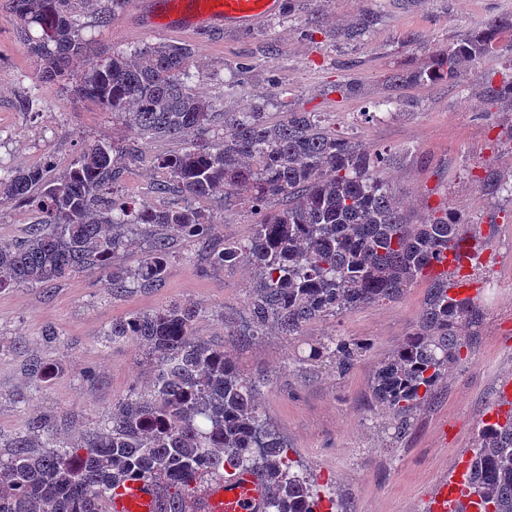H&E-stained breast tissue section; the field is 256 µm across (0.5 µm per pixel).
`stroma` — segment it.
<instances>
[{
  "mask_svg": "<svg viewBox=\"0 0 512 512\" xmlns=\"http://www.w3.org/2000/svg\"><path fill=\"white\" fill-rule=\"evenodd\" d=\"M152 0H124L112 23L88 30L99 58L154 43H189L196 51L189 87L222 112L265 107L268 121L292 111L316 113L328 130L391 150L382 176L415 219L448 202L470 234L488 241L476 279L490 281L483 318L463 359L435 395L413 413L406 433L373 403L370 382L381 360L417 325L429 287L417 280L397 299L309 322L302 336L270 332L241 340L245 301L257 283L253 265L215 269L199 247L178 242L160 286L115 296L98 277L75 275L41 287L0 292V442L23 431L35 412L63 414L74 438L97 426L113 402L146 390L153 369L136 340L103 343L112 322L173 304L198 307L197 336L223 344L241 372L259 381L270 426L287 442L298 469L336 501L332 512H429L439 485L469 461L475 434L512 384V197L488 187L512 183V104L485 97L486 84L512 79V33L499 51L463 67L452 81L395 84L432 55L496 17L512 0H279L275 16L221 30L152 24ZM372 23L351 39L348 27ZM10 0H0V173L53 159L65 169L87 142L137 143L134 130L95 102L37 92L38 67L15 38ZM173 142L142 147L128 163L120 195L149 197L164 174L150 161ZM218 240L243 241L257 214L241 202L206 200ZM54 327L56 342L42 338ZM366 339L372 347L347 374L311 369L295 353L303 339ZM57 366L47 384L24 373L28 359Z\"/></svg>",
  "mask_w": 512,
  "mask_h": 512,
  "instance_id": "35a3bbf8",
  "label": "stroma"
}]
</instances>
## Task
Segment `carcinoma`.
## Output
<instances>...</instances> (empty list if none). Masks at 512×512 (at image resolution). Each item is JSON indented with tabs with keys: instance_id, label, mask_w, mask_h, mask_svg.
Listing matches in <instances>:
<instances>
[{
	"instance_id": "cac0c4a2",
	"label": "carcinoma",
	"mask_w": 512,
	"mask_h": 512,
	"mask_svg": "<svg viewBox=\"0 0 512 512\" xmlns=\"http://www.w3.org/2000/svg\"><path fill=\"white\" fill-rule=\"evenodd\" d=\"M88 21L81 22L74 4ZM121 0H12L15 37L39 65V87L60 88L121 117L145 144L177 140V151L153 156L166 174L150 200L115 196L125 160L139 151L107 142L86 145L62 172L54 164L0 174V206L36 213L23 240L0 244V290L51 285L80 273L98 275L117 295L129 278L157 285L172 257V234L205 249L213 267L248 259L259 272L246 306L243 337L268 330L300 336L313 321L395 299L418 277L431 285L420 323L376 367L371 392L394 418L396 435L431 398L468 346L462 324L479 321L480 296L450 294L448 273L432 263L456 250L466 232L446 204L420 223L396 199L381 172L386 150L356 144L323 128L312 112H290L269 123L262 112H216L187 85L194 65L190 44L158 43L91 57L85 31L104 27ZM512 17H498L477 33L448 44L417 72L419 81L453 80L466 62L493 55ZM235 197L260 215L244 242L213 244L216 217L202 199ZM288 199V207L267 203ZM145 244L133 276L112 266L119 252ZM191 305L116 321L104 341L135 338L154 374L148 391L135 389L112 404L98 426L76 440L59 436L62 417L33 415L0 458V512H107L112 491L137 474L166 489L165 512H186L185 495L204 475L263 472L271 488L268 512H316L313 481L295 470L290 448L267 425L260 383L244 377L224 347L195 334ZM370 344L347 336L305 342L298 363L350 372ZM36 384L55 375L52 364L30 359ZM469 496L478 512H512V409L500 423L482 425L468 466Z\"/></svg>"
}]
</instances>
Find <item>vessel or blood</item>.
<instances>
[{
    "mask_svg": "<svg viewBox=\"0 0 512 512\" xmlns=\"http://www.w3.org/2000/svg\"><path fill=\"white\" fill-rule=\"evenodd\" d=\"M276 3L277 0H197L187 23L216 28L248 24L273 16ZM466 491V476L457 473L439 486L430 512H447L449 506L464 502ZM269 497L270 487L260 471H240L212 480L196 508L198 512H267ZM163 507L159 485L134 476L118 489L108 504V512H162Z\"/></svg>",
    "mask_w": 512,
    "mask_h": 512,
    "instance_id": "obj_1",
    "label": "vessel or blood"
}]
</instances>
